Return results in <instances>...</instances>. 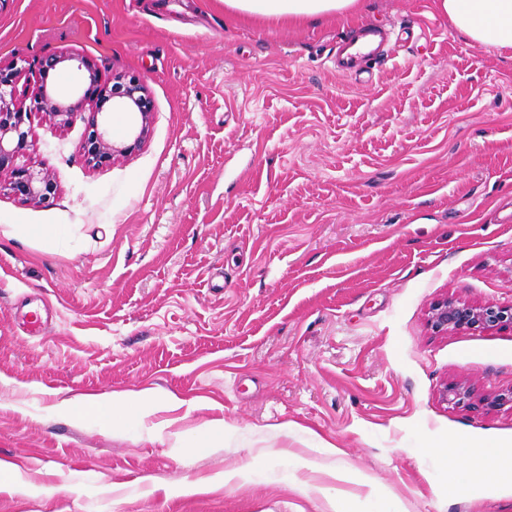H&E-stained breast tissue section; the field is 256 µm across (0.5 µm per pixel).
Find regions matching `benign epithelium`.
<instances>
[{
  "label": "benign epithelium",
  "mask_w": 512,
  "mask_h": 512,
  "mask_svg": "<svg viewBox=\"0 0 512 512\" xmlns=\"http://www.w3.org/2000/svg\"><path fill=\"white\" fill-rule=\"evenodd\" d=\"M66 62H74L77 68L87 72L86 88L80 94L75 92L65 97L42 83L33 96L36 108L54 125L65 127L76 114L83 111L86 101L97 99L99 104L89 112L88 134L81 145L83 157L94 165L110 163L139 149L148 136L152 111L143 82L136 76L118 73L113 76L111 84L102 87L99 71L92 62L84 57L66 54L43 57L39 61V70L46 76ZM16 74L14 64H0V177H7L8 190L15 197L25 203L40 204L55 196L57 185L50 173L17 163L28 147L32 112L19 104L21 93L16 84ZM109 101L112 102V110L137 116L123 141L114 140L104 120L100 119L104 104ZM427 323L436 335H446L450 331L481 333L512 330V304H472L444 296L431 304ZM441 396L456 407L473 405L472 390L463 383L445 384ZM481 405L487 410L511 406L512 388L485 397Z\"/></svg>",
  "instance_id": "7a95c632"
}]
</instances>
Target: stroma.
<instances>
[{"instance_id":"stroma-1","label":"stroma","mask_w":512,"mask_h":512,"mask_svg":"<svg viewBox=\"0 0 512 512\" xmlns=\"http://www.w3.org/2000/svg\"><path fill=\"white\" fill-rule=\"evenodd\" d=\"M369 23L396 45L337 75V42ZM53 53L140 77L152 118L95 166L83 117L35 115L18 163L58 191H0V472L27 484L0 487V512H512L449 495L430 454L512 448V408L440 396L511 387L512 330L427 325L446 295L512 304V53L468 45L437 0L304 23L222 0H0L19 89L85 85L69 64L41 77ZM128 392L139 417L78 414ZM442 399L457 407H470L473 405V394L469 386L462 383L445 384L441 390Z\"/></svg>"}]
</instances>
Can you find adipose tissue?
I'll return each instance as SVG.
<instances>
[{
	"label": "adipose tissue",
	"instance_id": "1",
	"mask_svg": "<svg viewBox=\"0 0 512 512\" xmlns=\"http://www.w3.org/2000/svg\"><path fill=\"white\" fill-rule=\"evenodd\" d=\"M358 0H224L233 12L267 19L316 21L327 16H350ZM438 7L452 29L466 43L501 52L512 51V0H439ZM441 464L448 471V489L467 485L474 492L512 494V448H473L456 445L438 449ZM494 483H486V473Z\"/></svg>",
	"mask_w": 512,
	"mask_h": 512
}]
</instances>
